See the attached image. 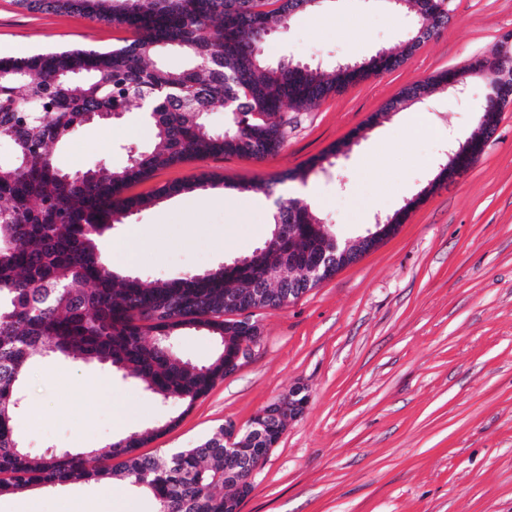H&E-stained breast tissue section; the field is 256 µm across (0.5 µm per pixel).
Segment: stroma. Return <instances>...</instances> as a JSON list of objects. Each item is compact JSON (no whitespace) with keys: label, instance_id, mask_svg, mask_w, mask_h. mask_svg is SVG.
I'll use <instances>...</instances> for the list:
<instances>
[{"label":"stroma","instance_id":"obj_1","mask_svg":"<svg viewBox=\"0 0 512 512\" xmlns=\"http://www.w3.org/2000/svg\"><path fill=\"white\" fill-rule=\"evenodd\" d=\"M443 7L447 28L404 65L288 112L277 154L191 159L132 185L130 194L151 200L131 218L152 242L135 266L126 264L124 225L101 246L115 275L149 282L232 263L268 234L276 197L256 182L339 142L346 154L291 181V191L310 190L338 238L357 239L376 218L406 211L395 233L299 299L257 311L251 357L192 407L159 401L105 365L37 357L17 427L29 451L99 448L169 419L174 427L144 453L192 448L302 386L308 405L288 421L240 512H512V105L475 164L438 186L449 139L478 127L487 80L468 78L463 99L439 89L384 111L406 86L493 55L512 33V0ZM415 25L387 0H320L271 33L263 54L329 70L398 44ZM128 36L107 22L0 0V57L109 48ZM132 140H153L136 109L80 127L53 153L66 171L102 158L120 168ZM168 184L186 190L154 199ZM107 489L124 512H156L137 487L84 480L1 497L0 512H96Z\"/></svg>","mask_w":512,"mask_h":512}]
</instances>
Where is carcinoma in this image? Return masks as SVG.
I'll return each instance as SVG.
<instances>
[{
	"label": "carcinoma",
	"mask_w": 512,
	"mask_h": 512,
	"mask_svg": "<svg viewBox=\"0 0 512 512\" xmlns=\"http://www.w3.org/2000/svg\"><path fill=\"white\" fill-rule=\"evenodd\" d=\"M29 10L80 13L129 30L133 38L108 50L71 48L23 58L0 59V496L33 486L58 487L76 480L110 484L116 478L146 491L157 512H232L248 494L224 492L242 463L264 441L241 431L224 452V429L195 448L153 455L139 448L162 434L155 427L133 432L90 451H27L15 430L24 400V380L33 357L60 352L97 361L146 385L156 398L191 408L224 378V356L233 352L238 328L224 318V296L268 293L299 297L314 288L300 273L318 251L333 248L334 232L310 207L281 198L256 264L220 266L185 273L150 286L137 277L117 278L101 247L105 233L138 212L148 200L125 195L159 167L207 156L263 158L286 138L282 109L297 111L370 77L396 69L410 57L406 44L324 74L281 60L264 63L262 46L275 27H286L294 0H18ZM420 7L433 34L448 25L442 0H405ZM173 46L189 60L184 69L151 63L159 47ZM451 71L418 81L402 92L411 99L446 85ZM155 99L145 118L156 143L128 148L126 166L100 160L86 170L65 172L51 148L78 128L109 120ZM224 129H212L209 113L224 108ZM478 132L462 144L466 164L479 158L500 116L481 104ZM291 234L275 235L277 225ZM296 264L291 271L288 262ZM274 268L276 286L262 276ZM202 330L219 343L210 364L197 367L163 342L147 341L166 331ZM121 457L120 468L112 459Z\"/></svg>",
	"instance_id": "carcinoma-1"
}]
</instances>
